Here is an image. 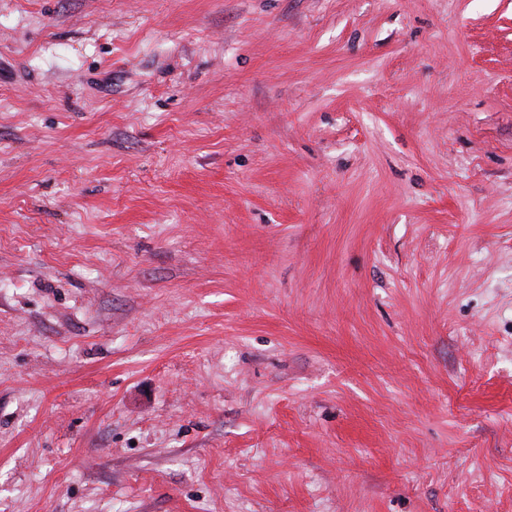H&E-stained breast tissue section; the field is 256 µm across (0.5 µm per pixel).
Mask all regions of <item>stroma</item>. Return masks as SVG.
<instances>
[{
	"label": "stroma",
	"instance_id": "35a3bbf8",
	"mask_svg": "<svg viewBox=\"0 0 512 512\" xmlns=\"http://www.w3.org/2000/svg\"><path fill=\"white\" fill-rule=\"evenodd\" d=\"M0 512H512V0H0Z\"/></svg>",
	"mask_w": 512,
	"mask_h": 512
}]
</instances>
